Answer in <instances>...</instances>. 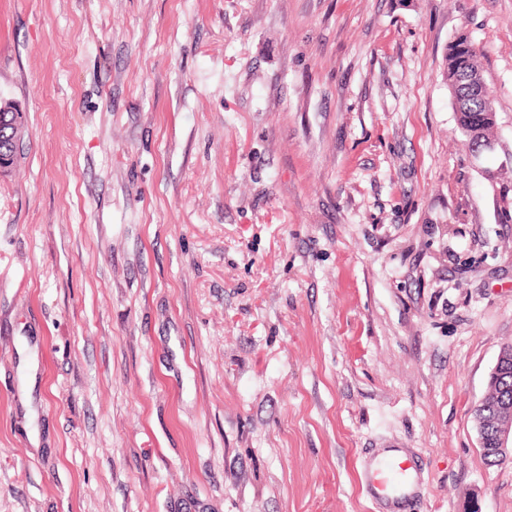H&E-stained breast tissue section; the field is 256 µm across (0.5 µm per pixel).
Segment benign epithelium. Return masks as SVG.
Masks as SVG:
<instances>
[{
    "instance_id": "7a95c632",
    "label": "benign epithelium",
    "mask_w": 512,
    "mask_h": 512,
    "mask_svg": "<svg viewBox=\"0 0 512 512\" xmlns=\"http://www.w3.org/2000/svg\"><path fill=\"white\" fill-rule=\"evenodd\" d=\"M23 114L10 104L0 105V174L15 162L22 138ZM512 370V346L503 348L491 373L488 392L483 400L493 399L502 409L500 415L488 419L484 404H479L474 421L483 452L504 460L512 456V399L495 391L498 378Z\"/></svg>"
}]
</instances>
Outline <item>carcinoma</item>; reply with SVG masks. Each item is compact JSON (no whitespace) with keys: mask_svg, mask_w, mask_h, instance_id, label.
<instances>
[{"mask_svg":"<svg viewBox=\"0 0 512 512\" xmlns=\"http://www.w3.org/2000/svg\"><path fill=\"white\" fill-rule=\"evenodd\" d=\"M482 73L480 52L477 49L462 53L458 44L454 43L448 50L445 80L451 98L457 130L463 137H468V131L478 127L483 139H494L497 120L490 116L496 111L495 102L488 88H483L482 97L471 95L465 85L467 76Z\"/></svg>","mask_w":512,"mask_h":512,"instance_id":"obj_1","label":"carcinoma"}]
</instances>
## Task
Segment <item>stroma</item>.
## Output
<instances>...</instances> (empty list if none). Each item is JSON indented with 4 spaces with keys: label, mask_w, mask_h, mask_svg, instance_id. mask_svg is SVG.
Returning a JSON list of instances; mask_svg holds the SVG:
<instances>
[{
    "label": "stroma",
    "mask_w": 512,
    "mask_h": 512,
    "mask_svg": "<svg viewBox=\"0 0 512 512\" xmlns=\"http://www.w3.org/2000/svg\"><path fill=\"white\" fill-rule=\"evenodd\" d=\"M468 37L498 144L444 68ZM0 512H512V0H0ZM460 39L452 44L448 50L445 80L448 84L457 130L468 141L471 150L468 131L475 126L480 129L484 140L493 141L497 127V110L487 86L483 88L482 98H477L471 95L469 87L465 85L467 76L482 73V66L480 52L474 45H464V48H475L466 53L457 49ZM485 112H496L495 119L489 114L483 116ZM480 132L476 129L471 132L473 156L475 157L494 148L492 143H485L480 140ZM22 129V112L11 104L0 105V174L7 171L16 160ZM508 370H512V346L504 347L500 351L490 376L488 392L480 400L481 402L479 401L480 404L474 413L480 448L483 449V453L495 456L499 460L511 458L512 455V398L510 400L507 396H502L495 391L498 378ZM491 397L504 410L494 420L488 419L483 408L490 412L493 410V403L484 404ZM384 448L388 449L376 461L372 479L368 484L369 494L375 499L397 505L405 504L422 487V471L409 465L405 450L398 446Z\"/></svg>",
    "instance_id": "35a3bbf8"
}]
</instances>
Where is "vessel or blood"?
<instances>
[{
	"label": "vessel or blood",
	"mask_w": 512,
	"mask_h": 512,
	"mask_svg": "<svg viewBox=\"0 0 512 512\" xmlns=\"http://www.w3.org/2000/svg\"><path fill=\"white\" fill-rule=\"evenodd\" d=\"M423 485L422 473L408 463L405 450L388 447L379 455L368 491L373 498L403 504Z\"/></svg>",
	"instance_id": "1"
}]
</instances>
